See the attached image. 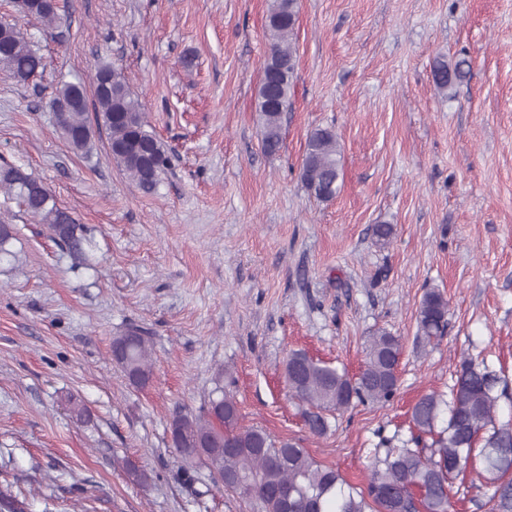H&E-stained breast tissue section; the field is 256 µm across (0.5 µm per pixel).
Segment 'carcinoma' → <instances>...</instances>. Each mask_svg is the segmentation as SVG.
<instances>
[{
    "instance_id": "1",
    "label": "carcinoma",
    "mask_w": 512,
    "mask_h": 512,
    "mask_svg": "<svg viewBox=\"0 0 512 512\" xmlns=\"http://www.w3.org/2000/svg\"><path fill=\"white\" fill-rule=\"evenodd\" d=\"M298 0H270L266 15L268 54L263 65L255 111L261 121L264 152L274 155L282 145V114L296 70L294 43ZM24 16L38 20L48 34L60 28L63 18L56 0H43ZM0 59L18 82L26 83L43 72L44 58L17 24L0 18ZM470 74L467 60H439L433 67L434 82L448 89ZM81 85L62 82L50 101H67ZM73 135L67 142L75 151L88 148L90 139L78 133L96 125L105 129L112 157L143 192L156 188L169 165L170 149L150 130L146 112L132 94L125 77L110 64L93 75V98L65 114ZM341 145L329 128H317L307 138L301 178L318 200H332L339 191ZM0 190L18 200L25 211L48 226L53 238L72 253L82 251L80 225L57 202L52 192L20 168L0 165ZM75 225L66 235L63 225ZM448 325V301L430 290L417 314L418 335L430 341L443 336ZM116 363L133 384H146L152 376L149 342L138 330L117 339ZM401 339L385 329L369 336L364 365L349 375L301 351L285 364L289 394L305 406L309 431L323 436L329 429L326 413L344 411L353 401L384 405L398 389L397 367ZM507 386L485 364L464 357L456 370L451 399L436 392L426 394L411 408L414 447L386 445L375 454L367 484L354 487L340 472L319 464L308 451L290 440H276L267 432L240 426L235 398L219 386L208 407L198 414L179 413L170 432L181 439L177 453L189 465L203 464L214 475L217 487L253 503L258 512H448L454 481L469 467L478 469L484 485L492 489L491 512H512V426L496 423L499 400ZM431 440H426V437ZM201 437L212 441L197 447Z\"/></svg>"
}]
</instances>
